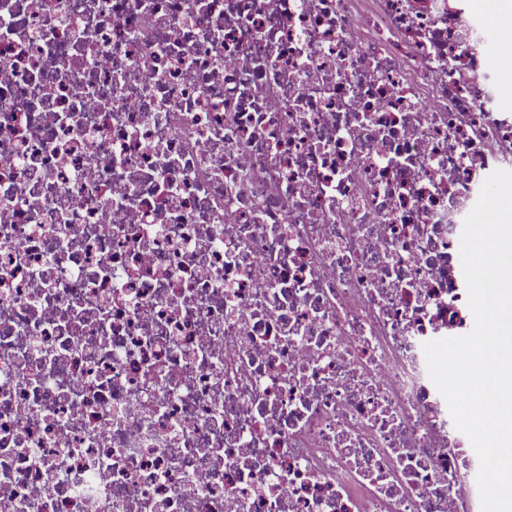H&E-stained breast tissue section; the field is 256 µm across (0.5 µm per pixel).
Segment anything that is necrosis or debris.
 Segmentation results:
<instances>
[{
  "mask_svg": "<svg viewBox=\"0 0 512 512\" xmlns=\"http://www.w3.org/2000/svg\"><path fill=\"white\" fill-rule=\"evenodd\" d=\"M476 0H0V512H481L423 343L512 162Z\"/></svg>",
  "mask_w": 512,
  "mask_h": 512,
  "instance_id": "1",
  "label": "necrosis or debris"
}]
</instances>
